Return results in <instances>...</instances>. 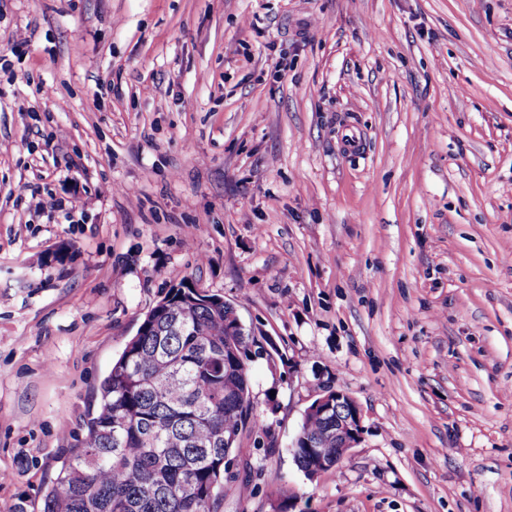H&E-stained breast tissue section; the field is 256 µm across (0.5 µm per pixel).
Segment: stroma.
I'll return each mask as SVG.
<instances>
[{
	"label": "stroma",
	"mask_w": 512,
	"mask_h": 512,
	"mask_svg": "<svg viewBox=\"0 0 512 512\" xmlns=\"http://www.w3.org/2000/svg\"><path fill=\"white\" fill-rule=\"evenodd\" d=\"M183 281L283 355L221 512H512V0H0V512ZM328 386L364 430L311 479ZM298 440H302L304 448L307 449L309 453L313 455V462L310 465L307 473L309 476H315L323 471L324 468H327L329 464L324 460L323 457H319L315 454L316 446L315 442L309 439L306 436L298 435L294 441L292 448L293 458L296 465L303 471L307 468L310 461L308 459L307 454L305 453L304 448H298Z\"/></svg>",
	"instance_id": "obj_1"
}]
</instances>
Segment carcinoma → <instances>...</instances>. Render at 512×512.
<instances>
[{
    "label": "carcinoma",
    "mask_w": 512,
    "mask_h": 512,
    "mask_svg": "<svg viewBox=\"0 0 512 512\" xmlns=\"http://www.w3.org/2000/svg\"><path fill=\"white\" fill-rule=\"evenodd\" d=\"M237 308L219 294L173 288L146 314L100 384L87 433L41 512H219L224 489L275 451L250 397L249 363L264 336H231ZM334 418L309 416L300 432L336 461Z\"/></svg>",
    "instance_id": "obj_1"
}]
</instances>
